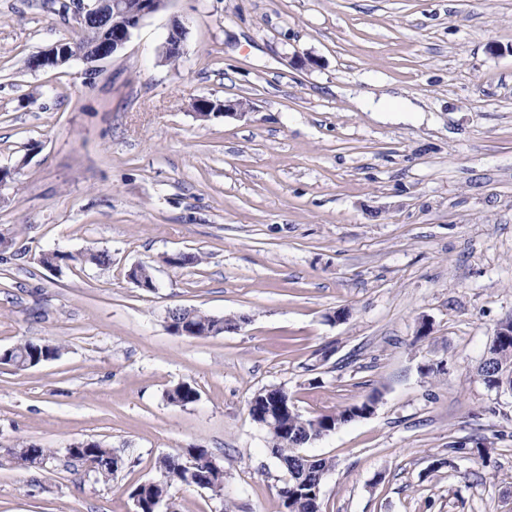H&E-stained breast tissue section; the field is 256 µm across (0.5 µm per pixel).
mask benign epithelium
I'll return each instance as SVG.
<instances>
[{
  "mask_svg": "<svg viewBox=\"0 0 512 512\" xmlns=\"http://www.w3.org/2000/svg\"><path fill=\"white\" fill-rule=\"evenodd\" d=\"M168 2L138 0L136 7L131 9L127 0H73L72 12L77 26L86 28L85 43L68 38L60 40L39 52L33 58V66L49 70L75 60L90 64L110 58L129 42L145 19L165 9ZM185 37L186 28L178 22L174 23L163 44L162 56H182ZM193 107L196 116L201 119L245 115L244 104L240 101H225L214 107L210 101L198 99Z\"/></svg>",
  "mask_w": 512,
  "mask_h": 512,
  "instance_id": "obj_1",
  "label": "benign epithelium"
}]
</instances>
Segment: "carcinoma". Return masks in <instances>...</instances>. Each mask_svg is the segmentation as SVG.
Here are the masks:
<instances>
[{
	"instance_id": "carcinoma-1",
	"label": "carcinoma",
	"mask_w": 512,
	"mask_h": 512,
	"mask_svg": "<svg viewBox=\"0 0 512 512\" xmlns=\"http://www.w3.org/2000/svg\"><path fill=\"white\" fill-rule=\"evenodd\" d=\"M68 262L107 267L112 263V258L104 250L88 249L77 254L60 253L52 259L55 268ZM236 322L237 317L234 315L220 318L194 308H175L169 316L168 327L175 333L187 331L193 338H208L232 329ZM61 350V345L54 341L24 340L0 349V355L3 356V363L25 370L58 358ZM478 374L488 379L492 385L497 383L499 377L512 383V344L499 347L495 353L488 352L479 365ZM276 394L283 401L291 399L287 390L274 387L258 391L251 402L262 407ZM197 399V389L188 382H182L167 392V400L173 405L186 406ZM347 412L348 409L345 408L334 415L321 413L305 416L297 408L289 407L288 414L284 417L271 419L263 425L269 445L274 448V457L279 461L297 463L299 448L319 440V433L323 429L349 422ZM68 452L71 459L85 465L104 480L112 478L123 465L122 459L99 441L81 442L69 448ZM209 454L210 451L205 446L194 445L180 454L158 457L155 468L164 475L163 483L155 485L147 480L133 488L139 495L136 512H155L157 500L168 497L169 490L174 485L198 487L209 491L215 497H224V474L211 468ZM51 455V449L35 444H24L10 451L12 463L22 468L32 467L37 460L44 462ZM309 492L310 488L307 486L290 480L279 487L278 496L288 499V512H320V499L310 496Z\"/></svg>"
}]
</instances>
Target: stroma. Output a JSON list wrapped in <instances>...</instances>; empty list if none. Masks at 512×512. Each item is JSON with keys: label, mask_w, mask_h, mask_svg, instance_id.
Segmentation results:
<instances>
[{"label": "stroma", "mask_w": 512, "mask_h": 512, "mask_svg": "<svg viewBox=\"0 0 512 512\" xmlns=\"http://www.w3.org/2000/svg\"><path fill=\"white\" fill-rule=\"evenodd\" d=\"M60 2L0 0V168L19 171L0 349L63 347L0 364V512H135L130 488L194 444L224 496L176 486L173 512H283L249 415L271 386L307 416L377 400L305 447L333 462L321 512H512V392L477 373L512 315V0H169L90 84L79 61L26 65L75 35ZM356 93L419 109L364 112ZM198 98L248 110L203 121ZM89 247L111 265L38 261ZM179 252L203 261L164 263ZM139 263L154 290L128 279ZM175 307L244 322L182 336ZM182 382L197 401L170 404ZM85 440L123 460L111 481L70 462ZM25 443L53 455L17 467L5 451ZM186 37L185 27L176 22L170 28L163 44L162 56L164 59L171 56L181 57L183 54V43ZM61 350V345L54 341L24 340L11 347L0 349V355L4 358L2 363L25 370L57 359Z\"/></svg>", "instance_id": "obj_1"}]
</instances>
